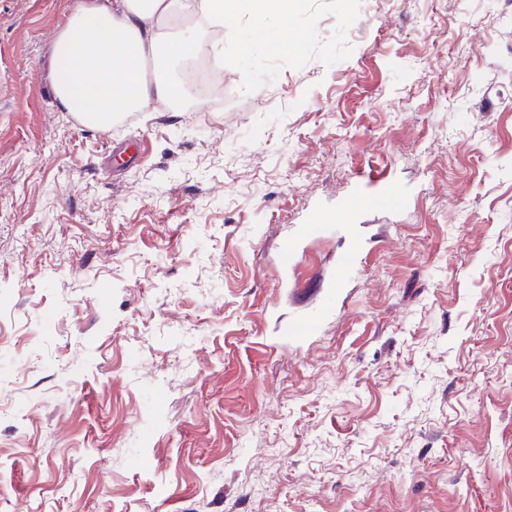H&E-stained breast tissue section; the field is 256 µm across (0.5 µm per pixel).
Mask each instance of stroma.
I'll use <instances>...</instances> for the list:
<instances>
[{
	"label": "stroma",
	"instance_id": "1",
	"mask_svg": "<svg viewBox=\"0 0 512 512\" xmlns=\"http://www.w3.org/2000/svg\"><path fill=\"white\" fill-rule=\"evenodd\" d=\"M78 3L0 0V512H512V6L306 0L276 52L240 9L220 111L102 131ZM402 195L395 189L369 193L363 203L370 209H397L403 204ZM333 307V303L330 301L322 310L321 316L327 314L329 310ZM320 315L308 316L300 318L283 328L282 334L283 336H287L292 339H302L307 336H312L316 333L319 328Z\"/></svg>",
	"mask_w": 512,
	"mask_h": 512
}]
</instances>
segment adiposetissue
Returning <instances> with one entry per match:
<instances>
[{"label":"adipose tissue","instance_id":"1","mask_svg":"<svg viewBox=\"0 0 512 512\" xmlns=\"http://www.w3.org/2000/svg\"><path fill=\"white\" fill-rule=\"evenodd\" d=\"M177 0H85L57 32L52 50L56 98L65 111L85 123L107 128L114 118L170 103L186 92L171 72L146 76V59L158 54L175 59L199 49L198 39L166 33ZM302 0H192L193 10L207 20L223 19L237 7L247 9L257 24L278 21L282 30L275 48L293 42L286 25Z\"/></svg>","mask_w":512,"mask_h":512}]
</instances>
